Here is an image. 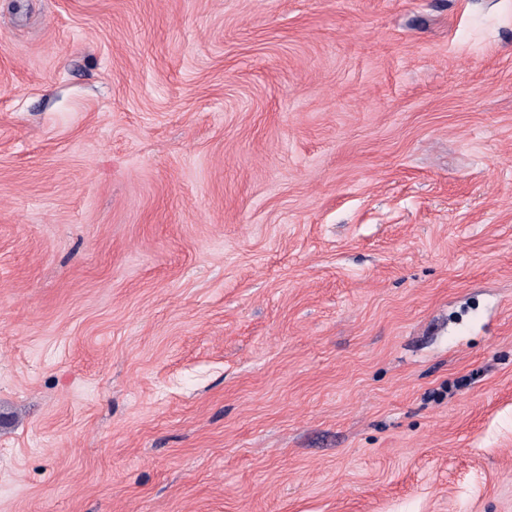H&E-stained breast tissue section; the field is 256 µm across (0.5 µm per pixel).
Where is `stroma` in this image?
I'll use <instances>...</instances> for the list:
<instances>
[{
  "label": "stroma",
  "mask_w": 512,
  "mask_h": 512,
  "mask_svg": "<svg viewBox=\"0 0 512 512\" xmlns=\"http://www.w3.org/2000/svg\"><path fill=\"white\" fill-rule=\"evenodd\" d=\"M0 512H512V0H0Z\"/></svg>",
  "instance_id": "35a3bbf8"
}]
</instances>
